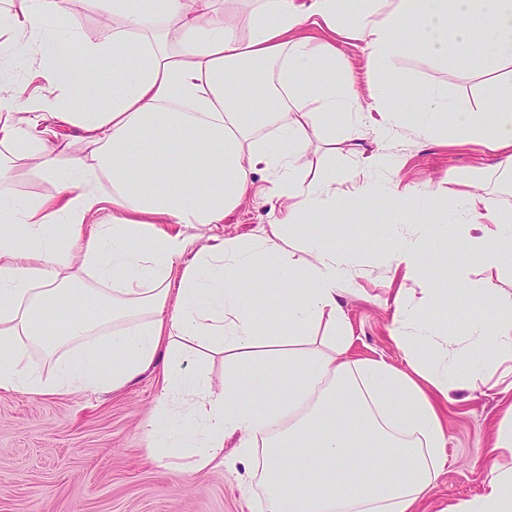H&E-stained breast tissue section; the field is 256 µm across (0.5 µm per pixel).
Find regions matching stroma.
<instances>
[{"mask_svg":"<svg viewBox=\"0 0 512 512\" xmlns=\"http://www.w3.org/2000/svg\"><path fill=\"white\" fill-rule=\"evenodd\" d=\"M118 25L90 8L77 10L70 19L71 31L84 42L111 43ZM316 36L334 41L354 91L363 104H370L379 89L369 76L364 42L337 38L325 29ZM20 45L14 81L0 92L21 88L31 102L45 93L44 81L36 76L44 48L25 39ZM389 68L400 89L416 94L444 89L453 110L490 105L512 84V65L486 73L463 61L448 69L420 52L392 59ZM375 150L389 154L394 166L373 174V181L408 192V209L400 212L375 200L357 208L336 207L321 221L362 258L340 298L344 329L353 339L350 356L382 357L400 367L404 354L391 337L394 300L401 296L417 306L423 295L414 280L387 266L383 256L399 236L413 234L432 216L463 222L474 189L462 178L449 181V173L496 167L501 155L487 142H463L450 131L425 137L398 127L383 139L368 123L360 138L351 140L341 124L332 130L319 123L310 130V165L335 170L340 199L354 192L348 172L363 170L365 157ZM272 221L270 203L254 195L223 223L174 224L170 230L201 246L217 237L259 236ZM484 312L483 299L459 293L433 307L432 318L462 335L470 318ZM167 360L166 350H159L156 368L114 392L0 393V512H266L260 464L239 459L238 438L224 443L228 465L200 473L188 470L187 459L172 449L149 451L150 424L163 386L160 366ZM511 404L512 390H505L495 375L474 388L451 391L440 402L447 462L416 512H446L449 504L481 491L495 460L489 448L494 427Z\"/></svg>","mask_w":512,"mask_h":512,"instance_id":"1","label":"stroma"}]
</instances>
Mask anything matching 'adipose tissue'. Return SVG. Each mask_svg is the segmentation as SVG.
<instances>
[{"label":"adipose tissue","instance_id":"obj_1","mask_svg":"<svg viewBox=\"0 0 512 512\" xmlns=\"http://www.w3.org/2000/svg\"><path fill=\"white\" fill-rule=\"evenodd\" d=\"M245 17L216 0H17L11 25L47 44L50 89L37 108L0 95V391L88 394L122 388L171 359L155 448H177L194 471L220 460L238 436L249 455L264 435L267 512H414L446 462L434 394L512 377V296L482 284L486 317L465 336L439 331L429 311L396 298L391 334L406 368L349 357L337 334L342 286L359 258L316 222L336 203V174L309 175L304 159L317 118L359 131L363 107L333 44L306 35L325 25L365 42L373 81L387 88L396 56L423 49L448 66L462 58L489 72L512 65V0H256ZM123 19L111 44L66 37L72 4ZM415 30V41L403 36ZM112 60V87L77 106L75 74L88 58ZM268 71L266 103L248 111L252 65ZM375 109L383 132L422 135L454 126L485 135L504 159L464 179L477 202L466 223L424 225L399 241L388 265L444 302L472 265L512 267V212L498 187L512 176V92L493 105L450 111L443 91ZM77 129L81 152L67 154ZM31 160L56 192L16 203L17 162ZM264 172L278 203L269 232L192 249L170 224H220ZM458 258L452 280L432 270ZM284 303L283 328L255 317L268 293ZM324 335H317V328ZM224 356V383L186 375L183 341ZM53 360L43 377L31 351ZM448 512H512V467L492 469L481 491Z\"/></svg>","mask_w":512,"mask_h":512}]
</instances>
